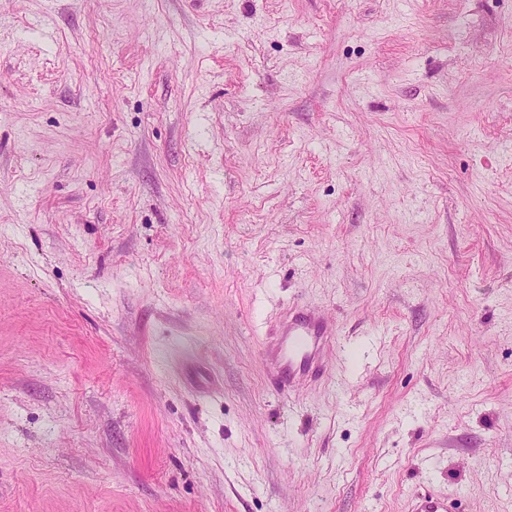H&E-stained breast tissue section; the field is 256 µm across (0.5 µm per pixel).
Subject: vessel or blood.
<instances>
[{"label":"vessel or blood","instance_id":"vessel-or-blood-1","mask_svg":"<svg viewBox=\"0 0 512 512\" xmlns=\"http://www.w3.org/2000/svg\"><path fill=\"white\" fill-rule=\"evenodd\" d=\"M335 334L333 325L318 312L296 304L284 309L264 345L273 392L285 395L299 381L322 378L324 353ZM408 512H462L461 499L426 487L412 497Z\"/></svg>","mask_w":512,"mask_h":512}]
</instances>
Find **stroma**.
I'll return each instance as SVG.
<instances>
[{"label": "stroma", "instance_id": "stroma-1", "mask_svg": "<svg viewBox=\"0 0 512 512\" xmlns=\"http://www.w3.org/2000/svg\"><path fill=\"white\" fill-rule=\"evenodd\" d=\"M425 486L512 512V0H0V512ZM335 335L334 326L320 313L299 304L284 309L264 345L272 391L285 395L301 380L321 379L324 353Z\"/></svg>", "mask_w": 512, "mask_h": 512}]
</instances>
